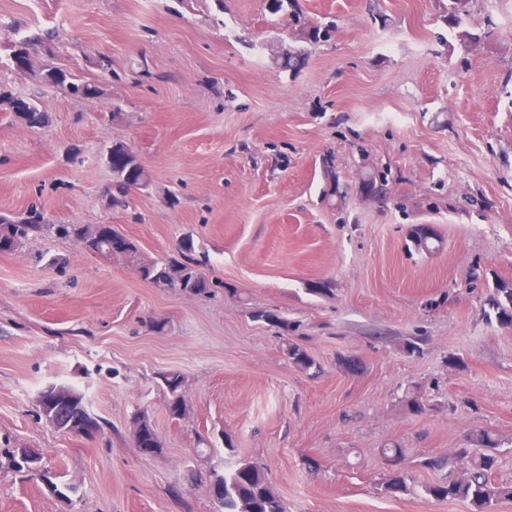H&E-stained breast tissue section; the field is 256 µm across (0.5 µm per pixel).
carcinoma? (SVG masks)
<instances>
[{
  "instance_id": "cac0c4a2",
  "label": "carcinoma",
  "mask_w": 512,
  "mask_h": 512,
  "mask_svg": "<svg viewBox=\"0 0 512 512\" xmlns=\"http://www.w3.org/2000/svg\"><path fill=\"white\" fill-rule=\"evenodd\" d=\"M470 2L448 0L447 21L460 25L462 16L469 13ZM269 9L273 14L283 10L291 11L295 21L299 22L297 37L302 42L317 44L328 37V27L300 21L297 0H272ZM57 39L58 34L52 28L34 30L8 47V57H13L18 49L24 50L29 62L27 78L37 83L64 93L68 91L70 96L80 99L102 96V89L96 82L81 80L51 62ZM305 60V50L292 46L281 49L273 58L279 69L293 73L302 67ZM0 111L13 113L14 119L29 129L36 124L42 130L51 123L50 113L42 100L36 97L19 98L2 87ZM107 153L112 155V187L105 196L106 206L126 209L129 191L148 187L149 175L126 143H112L107 147ZM46 231H52L61 238H75L87 244L89 251L100 255L108 254V238L116 234L110 224H51L41 210L32 207L15 216L0 215V253L11 252L24 240ZM135 271L142 280L178 293L205 295L214 287L213 282L198 268V261L193 257V243L189 240L181 244L180 257L163 262L137 261ZM488 306L500 325L512 326V286L503 283L493 289L488 298ZM252 317L285 333L289 331L288 321L273 310L258 308L252 311ZM284 355L289 364L302 372L316 367L315 359L300 343L290 338L286 339ZM161 378L170 406H176L179 412H184V376L169 372L161 374ZM47 390L59 395L52 406L43 408L58 432L79 435L87 427L103 431L102 422L90 412L80 392L71 387L55 385L48 386ZM404 402L408 412L413 415H422L431 409L429 400L418 389L408 390ZM381 454L389 468L388 476L381 484V491L392 497L408 492L406 475L402 469L403 449L397 444H391L382 448ZM500 455V444L489 430L469 432L463 446L454 449L448 458H426L420 461V465L428 468L448 464L462 470L459 477L426 486V494L437 501H465L473 507V512H496L500 502L512 500V484L497 482L492 477L499 466ZM212 486L221 491L220 500L216 502V512H286L263 468L253 462L240 463L231 472L215 476Z\"/></svg>"
}]
</instances>
